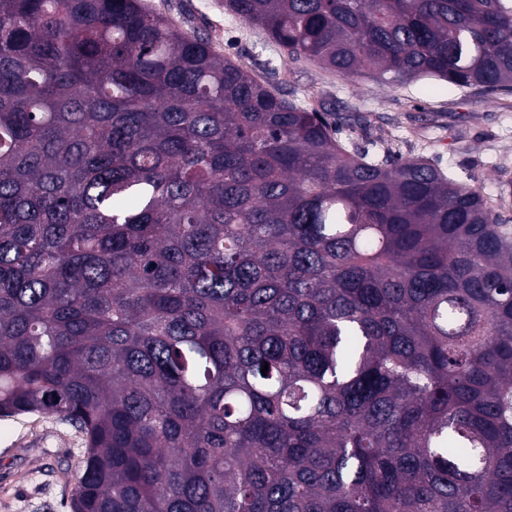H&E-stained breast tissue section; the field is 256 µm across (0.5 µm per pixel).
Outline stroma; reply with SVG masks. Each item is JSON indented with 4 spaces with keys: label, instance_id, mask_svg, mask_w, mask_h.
I'll use <instances>...</instances> for the list:
<instances>
[{
    "label": "stroma",
    "instance_id": "obj_1",
    "mask_svg": "<svg viewBox=\"0 0 512 512\" xmlns=\"http://www.w3.org/2000/svg\"><path fill=\"white\" fill-rule=\"evenodd\" d=\"M191 30L212 36L220 54L269 61L259 78L286 98L318 90L328 108H357L371 132L395 135L401 156L435 164L456 181L495 194L502 173L512 174V93L449 88L420 80L391 88L368 77L326 78L323 70L287 69L278 50L257 29L230 16L224 0H146ZM82 441L70 426L41 415L0 417V512H70L74 477L59 460L80 455Z\"/></svg>",
    "mask_w": 512,
    "mask_h": 512
}]
</instances>
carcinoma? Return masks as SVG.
I'll list each match as a JSON object with an SVG mask.
<instances>
[{"label":"carcinoma","mask_w":512,"mask_h":512,"mask_svg":"<svg viewBox=\"0 0 512 512\" xmlns=\"http://www.w3.org/2000/svg\"><path fill=\"white\" fill-rule=\"evenodd\" d=\"M224 9L512 90V0ZM383 143L144 0H0V417L81 434L71 512H512V242Z\"/></svg>","instance_id":"obj_1"}]
</instances>
